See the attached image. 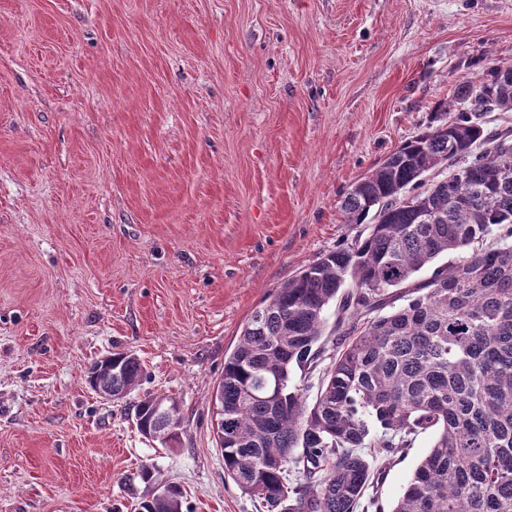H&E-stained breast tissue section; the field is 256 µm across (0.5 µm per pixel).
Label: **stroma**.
<instances>
[{
    "label": "stroma",
    "instance_id": "35a3bbf8",
    "mask_svg": "<svg viewBox=\"0 0 512 512\" xmlns=\"http://www.w3.org/2000/svg\"><path fill=\"white\" fill-rule=\"evenodd\" d=\"M512 0H0V512H266L224 475L212 395L253 311L365 234L350 186L420 134ZM117 350L150 380L99 398ZM181 403L180 443L136 429ZM431 444L383 465L390 509ZM163 488L166 492L153 497L146 503V500L138 502L137 505L144 511L137 510L138 512H183V493L179 486L167 484Z\"/></svg>",
    "mask_w": 512,
    "mask_h": 512
}]
</instances>
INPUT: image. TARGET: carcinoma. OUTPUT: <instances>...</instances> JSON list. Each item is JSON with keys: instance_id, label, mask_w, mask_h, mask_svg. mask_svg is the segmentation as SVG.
I'll list each match as a JSON object with an SVG mask.
<instances>
[{"instance_id": "cac0c4a2", "label": "carcinoma", "mask_w": 512, "mask_h": 512, "mask_svg": "<svg viewBox=\"0 0 512 512\" xmlns=\"http://www.w3.org/2000/svg\"><path fill=\"white\" fill-rule=\"evenodd\" d=\"M484 112H512V64L484 59L426 131L351 186L341 223L368 233L284 282L224 355V475L268 512L376 506L365 449L389 461L426 431L433 443L391 512H512V143L487 131ZM445 164L459 176L425 181ZM425 268L430 278L415 280ZM336 301L348 323L328 346ZM112 356L116 369L94 363L88 378L123 399L147 373L130 351ZM150 398L135 405L137 429L166 445L180 408L150 415ZM164 489L138 506L183 512L180 487Z\"/></svg>"}]
</instances>
